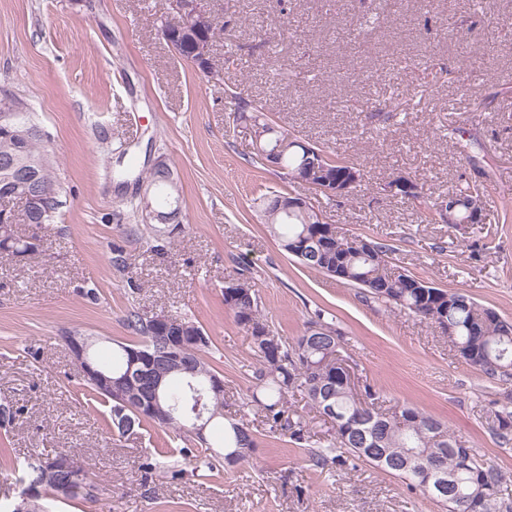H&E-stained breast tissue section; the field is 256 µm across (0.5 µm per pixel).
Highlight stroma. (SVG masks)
<instances>
[{
	"label": "stroma",
	"mask_w": 512,
	"mask_h": 512,
	"mask_svg": "<svg viewBox=\"0 0 512 512\" xmlns=\"http://www.w3.org/2000/svg\"><path fill=\"white\" fill-rule=\"evenodd\" d=\"M199 4L231 24L230 38L214 43L220 81L160 35L176 17L170 0H0V100L18 103L42 130L65 199L54 223L17 227L40 239L39 252L0 253V401L19 410L0 426V505L20 501L18 464L63 450L100 492L47 498L45 512H442L366 465L316 469L307 449L244 408L255 359L224 305V282L245 268L275 333L289 340L317 311L334 315L358 377L468 439L508 477L512 498V447L495 435L512 384L468 365L435 325L302 267L254 204L269 189L305 196L347 236L391 244L410 274L512 321V0ZM235 95L360 168V190L330 202L263 167L250 129L229 118ZM161 160L179 176L181 224L163 257L149 236L128 235L141 221L138 181ZM401 175L434 197L457 182L485 184L481 223L429 219L419 201L387 191ZM87 288L96 302L84 299ZM132 309L190 315L211 337L224 411L257 436L248 461L196 476L171 433L119 438L109 404L87 406L61 336L77 330L109 352L130 339L123 319ZM148 457L180 477L146 476Z\"/></svg>",
	"instance_id": "stroma-1"
}]
</instances>
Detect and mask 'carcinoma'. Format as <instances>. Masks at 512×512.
<instances>
[{"label": "carcinoma", "instance_id": "obj_1", "mask_svg": "<svg viewBox=\"0 0 512 512\" xmlns=\"http://www.w3.org/2000/svg\"><path fill=\"white\" fill-rule=\"evenodd\" d=\"M231 115L234 122L254 128V136L268 148H279L276 163L288 178L301 173L305 165L302 146L293 140L287 129L277 130L268 123L261 105L237 98ZM20 121L33 130V136L25 144V154L32 158L45 155L47 150L37 125L27 115L20 117ZM17 154L15 135L0 127V190L12 188L14 199L21 201L25 188L10 181L5 169ZM173 176L172 170L154 169L149 173L148 180L154 188L153 206L159 211L179 210V193L170 186ZM39 182L42 204L38 208L23 209V221L27 224L53 223L62 205L56 160L48 161L39 175ZM484 191L481 183L465 182L448 192L457 204L456 223L462 224L469 218L467 202L474 196H483ZM283 197L284 193L273 191L259 198L258 203L264 224L282 250L302 266L359 289L366 300L393 304L409 315L435 324L448 335L468 364L492 379L505 384L512 382L511 321L480 305L463 291L426 286L424 279L406 272L394 274V250L389 244L342 237L327 225L314 223L311 209L287 213L280 206ZM136 208L149 222L154 250L163 251L181 225L154 224L143 202H138ZM230 281L234 282V287L224 294V305L250 336L257 360L251 398L245 406L257 409L272 426L284 431L292 443L310 448L309 459L314 467L321 470L328 466L353 467L361 462L400 479L409 490L420 492L446 512H512L504 497V474L434 415L400 403L388 410L382 408L380 392L368 381L362 385L363 401L340 387L338 368L327 354L330 348L343 343V334L335 319L320 310L305 324L301 334L288 342L270 329L261 314L259 290L253 277L241 273ZM170 318L185 329L184 342L168 343L154 332L150 319L135 310L128 311L124 325L135 339L115 343L108 362L90 354L94 365L121 382L108 389L85 378L83 385L91 394L112 402V432L119 437L144 426H153L186 441L192 439L207 449L213 446L240 448L238 462L245 461L256 447V438L244 422L225 420L224 396L212 391L214 380L222 374L209 358L213 347L211 337L191 317L172 314ZM134 351L157 354L155 373L164 376L158 395L150 393L148 385L139 378L125 377L130 354ZM167 357L193 361L196 375L190 378L180 372H167ZM295 392L320 416L327 407H334L352 427L333 431L324 443L313 441L304 417L292 418L288 413V394ZM195 396L202 397L207 405L206 428L222 426L221 439L214 444L207 435L196 432L193 420L183 416V410ZM495 417L499 442L512 443V411L497 410ZM50 460L47 456L26 461L19 481L25 487L39 485L40 492L35 497L21 499L12 512H43V498L57 495L54 483L44 479ZM428 470L447 477L445 494L423 486L422 474Z\"/></svg>", "mask_w": 512, "mask_h": 512}]
</instances>
